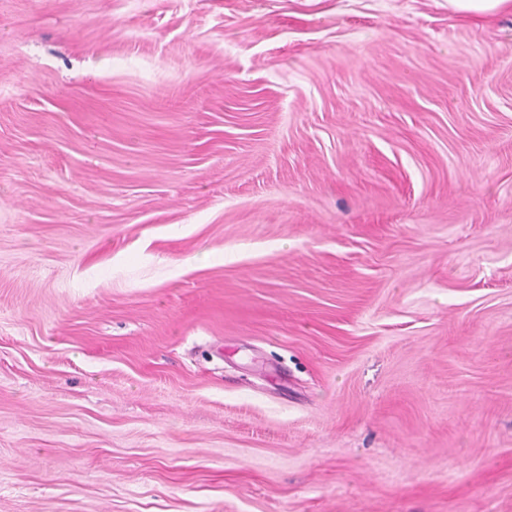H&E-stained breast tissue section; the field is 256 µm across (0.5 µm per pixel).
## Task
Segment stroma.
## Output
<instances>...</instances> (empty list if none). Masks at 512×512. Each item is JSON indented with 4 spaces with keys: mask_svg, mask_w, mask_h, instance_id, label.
I'll return each instance as SVG.
<instances>
[{
    "mask_svg": "<svg viewBox=\"0 0 512 512\" xmlns=\"http://www.w3.org/2000/svg\"><path fill=\"white\" fill-rule=\"evenodd\" d=\"M0 512H512V10L0 0Z\"/></svg>",
    "mask_w": 512,
    "mask_h": 512,
    "instance_id": "obj_1",
    "label": "stroma"
}]
</instances>
